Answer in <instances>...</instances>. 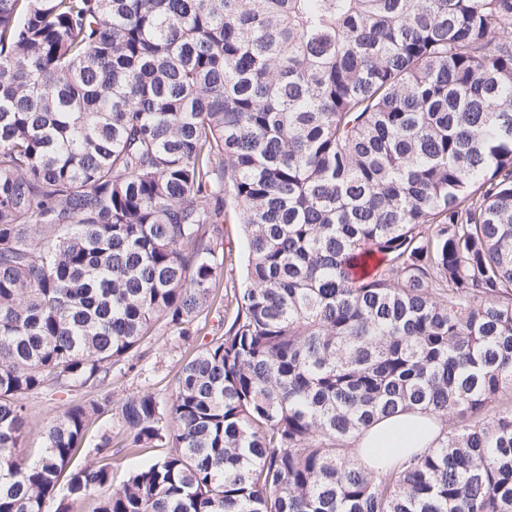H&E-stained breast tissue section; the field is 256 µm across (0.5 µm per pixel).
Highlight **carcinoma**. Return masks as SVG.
<instances>
[{"mask_svg":"<svg viewBox=\"0 0 512 512\" xmlns=\"http://www.w3.org/2000/svg\"><path fill=\"white\" fill-rule=\"evenodd\" d=\"M243 225L245 288L220 283ZM230 288L117 490L114 366ZM86 388L22 462L24 396ZM420 411L435 447L353 440ZM512 512V0H0V512Z\"/></svg>","mask_w":512,"mask_h":512,"instance_id":"obj_1","label":"carcinoma"}]
</instances>
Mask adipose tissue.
<instances>
[{
  "label": "adipose tissue",
  "mask_w": 512,
  "mask_h": 512,
  "mask_svg": "<svg viewBox=\"0 0 512 512\" xmlns=\"http://www.w3.org/2000/svg\"><path fill=\"white\" fill-rule=\"evenodd\" d=\"M442 427L437 418L404 413L374 424L360 435L357 445L363 448V459L368 464L377 457L405 458L430 448Z\"/></svg>",
  "instance_id": "1"
}]
</instances>
